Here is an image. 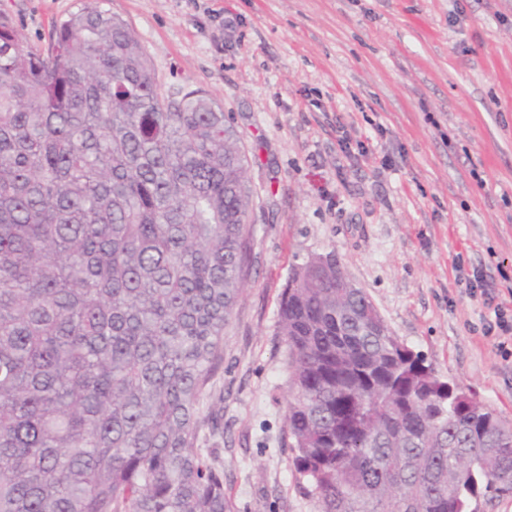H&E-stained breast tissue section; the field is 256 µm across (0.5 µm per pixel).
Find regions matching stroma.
Instances as JSON below:
<instances>
[{
	"instance_id": "stroma-1",
	"label": "stroma",
	"mask_w": 512,
	"mask_h": 512,
	"mask_svg": "<svg viewBox=\"0 0 512 512\" xmlns=\"http://www.w3.org/2000/svg\"><path fill=\"white\" fill-rule=\"evenodd\" d=\"M127 21L159 91L229 116L253 190L250 268L199 396L232 512H318L289 446L293 270L335 252L393 336L512 426V356L453 269L512 281V0H97ZM79 0H0L46 47Z\"/></svg>"
}]
</instances>
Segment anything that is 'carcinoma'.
Listing matches in <instances>:
<instances>
[{
  "label": "carcinoma",
  "mask_w": 512,
  "mask_h": 512,
  "mask_svg": "<svg viewBox=\"0 0 512 512\" xmlns=\"http://www.w3.org/2000/svg\"><path fill=\"white\" fill-rule=\"evenodd\" d=\"M247 163L205 92L160 95L123 19L88 4L32 49L0 15V512H231L197 401L247 277ZM278 314L319 512L512 497V427L395 343L337 259Z\"/></svg>",
  "instance_id": "obj_1"
}]
</instances>
